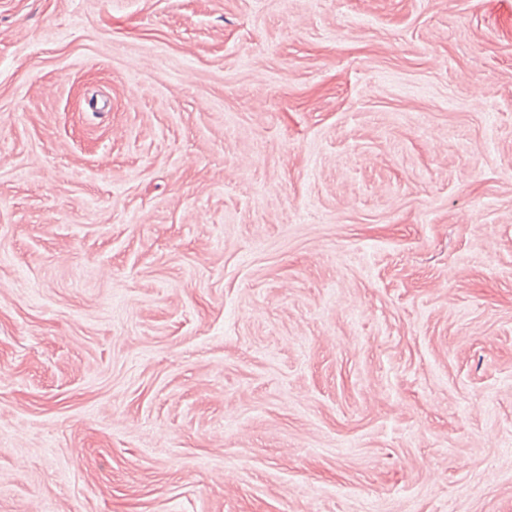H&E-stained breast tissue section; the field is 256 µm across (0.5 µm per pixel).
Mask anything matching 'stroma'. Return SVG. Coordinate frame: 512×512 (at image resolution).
Listing matches in <instances>:
<instances>
[{
    "label": "stroma",
    "mask_w": 512,
    "mask_h": 512,
    "mask_svg": "<svg viewBox=\"0 0 512 512\" xmlns=\"http://www.w3.org/2000/svg\"><path fill=\"white\" fill-rule=\"evenodd\" d=\"M0 512H512V0H0Z\"/></svg>",
    "instance_id": "35a3bbf8"
}]
</instances>
